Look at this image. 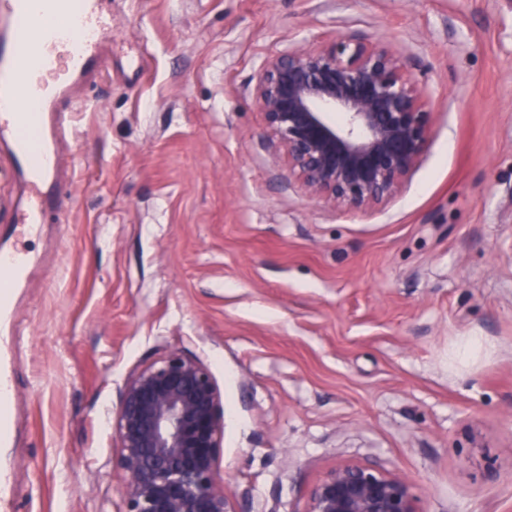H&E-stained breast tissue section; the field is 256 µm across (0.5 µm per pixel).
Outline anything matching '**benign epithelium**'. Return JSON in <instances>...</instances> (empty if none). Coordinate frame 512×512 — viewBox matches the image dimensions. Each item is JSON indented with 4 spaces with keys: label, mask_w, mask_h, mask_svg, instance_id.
<instances>
[{
    "label": "benign epithelium",
    "mask_w": 512,
    "mask_h": 512,
    "mask_svg": "<svg viewBox=\"0 0 512 512\" xmlns=\"http://www.w3.org/2000/svg\"><path fill=\"white\" fill-rule=\"evenodd\" d=\"M288 172L338 209L383 206L419 165L432 91L387 43L338 37L266 60L254 88ZM224 396L200 360L170 351L135 370L119 398L113 448L120 512H237L219 458ZM404 476L344 463L303 512H422Z\"/></svg>",
    "instance_id": "7a95c632"
}]
</instances>
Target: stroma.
<instances>
[{"label": "stroma", "instance_id": "stroma-1", "mask_svg": "<svg viewBox=\"0 0 512 512\" xmlns=\"http://www.w3.org/2000/svg\"><path fill=\"white\" fill-rule=\"evenodd\" d=\"M112 19L68 223L26 241L12 512H119V393L173 349L224 395L238 512H303L341 463L405 476L422 512H512V0H112ZM339 36L433 90L419 167L372 210L308 197L254 97L267 59ZM471 337L493 354L463 358Z\"/></svg>", "mask_w": 512, "mask_h": 512}]
</instances>
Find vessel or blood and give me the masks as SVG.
Instances as JSON below:
<instances>
[{"label": "vessel or blood", "instance_id": "b4317fda", "mask_svg": "<svg viewBox=\"0 0 512 512\" xmlns=\"http://www.w3.org/2000/svg\"><path fill=\"white\" fill-rule=\"evenodd\" d=\"M54 12L69 25L51 22ZM111 47L106 0H0V154L19 191L13 227L0 237L1 313L33 263L25 240L71 206L62 185L72 110L103 79Z\"/></svg>", "mask_w": 512, "mask_h": 512}]
</instances>
